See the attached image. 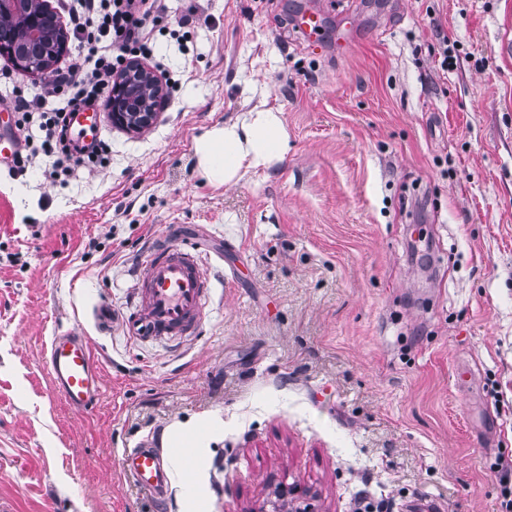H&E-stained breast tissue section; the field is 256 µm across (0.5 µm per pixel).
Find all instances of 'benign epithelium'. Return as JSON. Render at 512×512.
<instances>
[{"mask_svg": "<svg viewBox=\"0 0 512 512\" xmlns=\"http://www.w3.org/2000/svg\"><path fill=\"white\" fill-rule=\"evenodd\" d=\"M46 0H0V55L35 74L53 70L68 49L69 34L51 23ZM167 99L159 80L141 63H132L112 86L108 113L112 123L128 131L150 126Z\"/></svg>", "mask_w": 512, "mask_h": 512, "instance_id": "benign-epithelium-1", "label": "benign epithelium"}]
</instances>
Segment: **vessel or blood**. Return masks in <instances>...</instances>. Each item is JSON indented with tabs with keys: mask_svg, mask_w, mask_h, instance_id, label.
<instances>
[{
	"mask_svg": "<svg viewBox=\"0 0 512 512\" xmlns=\"http://www.w3.org/2000/svg\"><path fill=\"white\" fill-rule=\"evenodd\" d=\"M293 25L299 35L313 43L323 20L316 13H301ZM211 289L199 255L186 248L181 238L166 237L140 265L135 312L122 317L102 302L95 317L100 327L118 323L128 335L140 339L183 336L200 324ZM45 364L54 391L69 407L79 413L92 412L102 393L103 371L90 337L75 327L55 330L46 346ZM119 467L150 494L155 512H163L170 473L160 442L146 439L124 449Z\"/></svg>",
	"mask_w": 512,
	"mask_h": 512,
	"instance_id": "obj_1",
	"label": "vessel or blood"
}]
</instances>
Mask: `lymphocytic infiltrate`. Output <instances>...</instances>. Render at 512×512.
<instances>
[{
  "label": "lymphocytic infiltrate",
  "mask_w": 512,
  "mask_h": 512,
  "mask_svg": "<svg viewBox=\"0 0 512 512\" xmlns=\"http://www.w3.org/2000/svg\"><path fill=\"white\" fill-rule=\"evenodd\" d=\"M66 7L75 43L69 63L51 81L26 91L10 75L0 74V102L15 112L22 140L8 168L13 178L26 175L40 160L54 181L109 166V145L102 140L80 144L67 114L102 105L116 75L130 62L152 57L153 34L169 12L167 0H67Z\"/></svg>",
  "instance_id": "f902f5d3"
}]
</instances>
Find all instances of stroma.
<instances>
[{
  "label": "stroma",
  "instance_id": "stroma-1",
  "mask_svg": "<svg viewBox=\"0 0 512 512\" xmlns=\"http://www.w3.org/2000/svg\"><path fill=\"white\" fill-rule=\"evenodd\" d=\"M325 0H197L154 123L103 118L110 166L0 171V512H154L124 449L203 417L209 512H502L512 459V0H350L345 46L291 27ZM279 113L288 151L214 187L194 141ZM177 229L215 286L198 335L97 333ZM95 343L91 414L51 384L54 329Z\"/></svg>",
  "mask_w": 512,
  "mask_h": 512
}]
</instances>
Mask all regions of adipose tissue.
I'll list each match as a JSON object with an SVG mask.
<instances>
[{"label": "adipose tissue", "instance_id": "obj_1", "mask_svg": "<svg viewBox=\"0 0 512 512\" xmlns=\"http://www.w3.org/2000/svg\"><path fill=\"white\" fill-rule=\"evenodd\" d=\"M287 134L277 113L259 110L250 113L242 123L215 126L194 143L199 167L216 187L232 183L243 173L270 167L283 158ZM219 421L207 417L188 428L175 430L180 442L188 443L191 454L186 460V481L192 488L187 512H207V495L201 476L205 453L204 438L217 433Z\"/></svg>", "mask_w": 512, "mask_h": 512}]
</instances>
